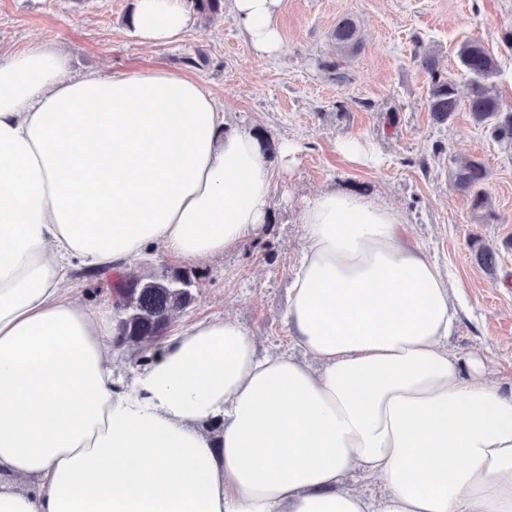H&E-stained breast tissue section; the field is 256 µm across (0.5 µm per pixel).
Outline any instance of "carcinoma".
Wrapping results in <instances>:
<instances>
[{"label": "carcinoma", "mask_w": 512, "mask_h": 512, "mask_svg": "<svg viewBox=\"0 0 512 512\" xmlns=\"http://www.w3.org/2000/svg\"><path fill=\"white\" fill-rule=\"evenodd\" d=\"M188 3L194 14L202 18H209L224 9V0H188ZM331 40L336 46V59L327 62L326 67L337 71L358 49L357 22L350 17L339 20ZM417 58L430 78L428 111L435 123L443 125L452 119L459 105L456 85L439 70L431 51L425 50ZM458 60L469 76L467 105L473 123L487 128L494 140L512 145V109L502 107L491 84L498 71L497 60L479 41L464 44L458 52ZM487 180V167L477 157L469 159L453 173L454 186L467 195L472 213L482 221L491 212V201L485 188ZM475 258L486 270L495 271L497 258L493 248L479 247ZM195 287L194 277L189 274L182 282L174 280L168 273L149 280L130 277L117 280L112 288L113 313L130 330L125 349L136 354L137 360H143L145 352L160 341L154 335L156 327L164 322L171 323L174 311L191 305Z\"/></svg>", "instance_id": "carcinoma-1"}]
</instances>
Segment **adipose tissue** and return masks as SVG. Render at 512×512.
Instances as JSON below:
<instances>
[{
	"label": "adipose tissue",
	"instance_id": "ef3b65f1",
	"mask_svg": "<svg viewBox=\"0 0 512 512\" xmlns=\"http://www.w3.org/2000/svg\"><path fill=\"white\" fill-rule=\"evenodd\" d=\"M283 6L233 0L259 56L283 50ZM189 21L135 0L129 26L161 44ZM269 186L258 140L186 76L71 78L43 43L0 62V512H512V392L449 351L453 291L378 200L303 214L285 322L308 362L224 317L113 370L118 321L69 299L67 269L223 255L260 233ZM356 470L382 494L345 488Z\"/></svg>",
	"mask_w": 512,
	"mask_h": 512
}]
</instances>
